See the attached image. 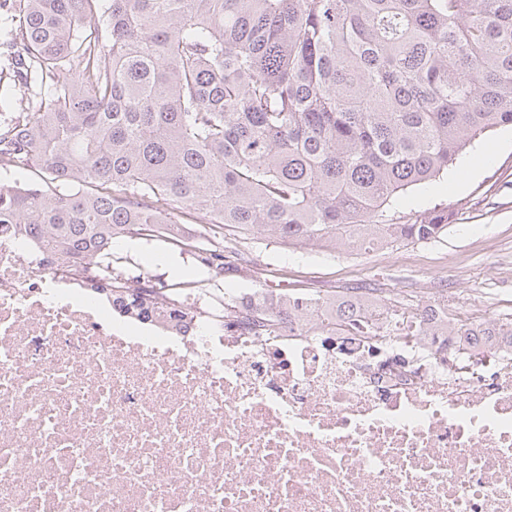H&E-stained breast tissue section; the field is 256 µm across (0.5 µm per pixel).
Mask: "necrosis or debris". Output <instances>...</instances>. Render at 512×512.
Here are the masks:
<instances>
[{"mask_svg": "<svg viewBox=\"0 0 512 512\" xmlns=\"http://www.w3.org/2000/svg\"><path fill=\"white\" fill-rule=\"evenodd\" d=\"M0 224V512H512V345L114 311Z\"/></svg>", "mask_w": 512, "mask_h": 512, "instance_id": "4bbe7bcc", "label": "necrosis or debris"}]
</instances>
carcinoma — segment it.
I'll return each instance as SVG.
<instances>
[{
    "mask_svg": "<svg viewBox=\"0 0 512 512\" xmlns=\"http://www.w3.org/2000/svg\"><path fill=\"white\" fill-rule=\"evenodd\" d=\"M29 111L0 125V224L117 287L119 238L186 219L302 247L435 240L394 203L512 128V0H11ZM374 301L255 291L247 322L371 333ZM512 337L423 307L417 336Z\"/></svg>",
    "mask_w": 512,
    "mask_h": 512,
    "instance_id": "1",
    "label": "carcinoma"
}]
</instances>
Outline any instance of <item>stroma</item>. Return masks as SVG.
<instances>
[{"mask_svg": "<svg viewBox=\"0 0 512 512\" xmlns=\"http://www.w3.org/2000/svg\"><path fill=\"white\" fill-rule=\"evenodd\" d=\"M446 235L416 244L367 252L299 248L266 238L249 239L244 253L224 252V273L215 275L189 251L156 240L135 239L125 249L123 270L145 272L156 285L175 288L183 270L200 284L203 305L224 311L230 288H283L333 298L349 288L415 308L430 302V289L464 297L488 313H512V131L488 132L447 176L408 189L402 210L457 201Z\"/></svg>", "mask_w": 512, "mask_h": 512, "instance_id": "35a3bbf8", "label": "stroma"}]
</instances>
